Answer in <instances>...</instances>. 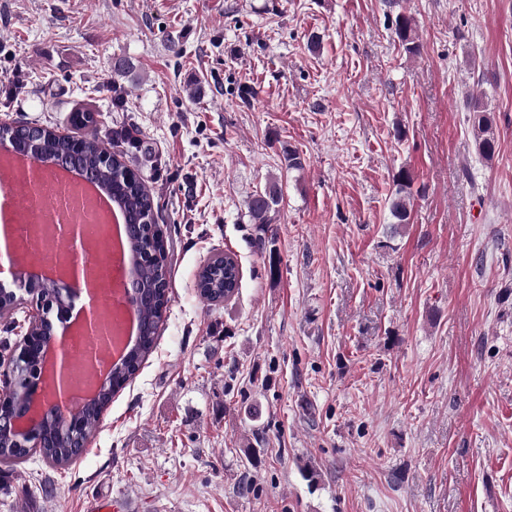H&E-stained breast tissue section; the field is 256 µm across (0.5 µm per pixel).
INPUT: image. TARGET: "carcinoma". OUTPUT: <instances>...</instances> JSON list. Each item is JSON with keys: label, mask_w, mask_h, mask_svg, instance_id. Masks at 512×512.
Listing matches in <instances>:
<instances>
[{"label": "carcinoma", "mask_w": 512, "mask_h": 512, "mask_svg": "<svg viewBox=\"0 0 512 512\" xmlns=\"http://www.w3.org/2000/svg\"><path fill=\"white\" fill-rule=\"evenodd\" d=\"M394 41L407 54L419 50L415 40L412 19L399 14L391 23ZM467 122L471 128L474 147L483 158H490L496 151V137L491 113L479 103L468 106ZM99 113L82 106L72 112L70 124L87 129L84 136L58 134L56 131L28 122L0 125V147L10 148L23 155H31L42 163L62 160L65 166L77 170L86 178L100 183L112 191V202L124 213L129 250L134 258L133 275L137 287L145 298L136 302L138 335L130 350V362L115 369L112 384L101 388L97 395L77 411L80 426L70 427L68 416L51 410L34 429L35 437L24 441L17 438L6 425L13 416L15 405L30 399L31 386L36 376L32 366H27L16 388L5 391L0 402V465L14 467L34 454L40 455L51 467L68 465L85 451L89 435L98 426L104 409L112 397L139 371L142 363L154 352L164 313L170 301V269L166 263L163 232L143 228L145 220L157 224L153 196L147 191L140 177L132 172L124 176L126 167L97 133ZM394 189L389 197V208L395 224L408 223L411 206L413 176L406 169L393 176ZM282 200V187L275 181L267 183L264 190L254 193L248 201L251 223L257 225L255 246L267 249L274 239L272 224ZM240 270L234 255H215L202 266L196 278L199 296L210 303L231 300L239 288Z\"/></svg>", "instance_id": "1"}]
</instances>
